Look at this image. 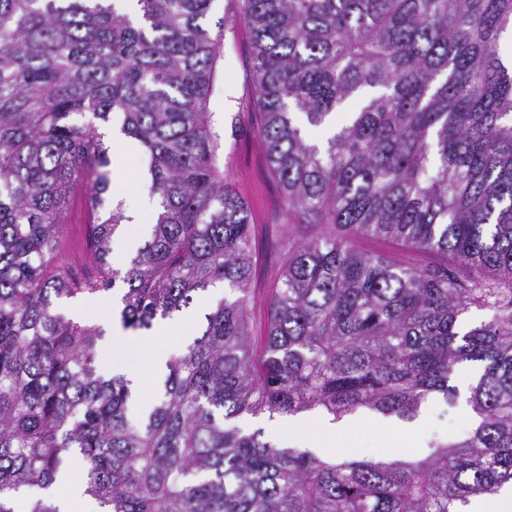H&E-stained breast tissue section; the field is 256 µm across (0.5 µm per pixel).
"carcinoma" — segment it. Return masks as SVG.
Returning <instances> with one entry per match:
<instances>
[{
    "label": "carcinoma",
    "instance_id": "carcinoma-1",
    "mask_svg": "<svg viewBox=\"0 0 512 512\" xmlns=\"http://www.w3.org/2000/svg\"><path fill=\"white\" fill-rule=\"evenodd\" d=\"M214 2L0 0V512H59L41 492L75 456L101 512H456L512 485V65L498 52L512 0H228L288 215L257 334L250 209L208 109ZM109 125L156 201L122 269ZM85 173L90 262H67L59 212ZM368 238L438 261L398 263ZM119 282L120 323L140 332L227 289L145 414L130 380L98 367L104 329L61 310ZM471 307L488 319L462 332ZM464 363L482 367L480 421L422 460L320 457L236 423L412 420L430 397L455 402Z\"/></svg>",
    "mask_w": 512,
    "mask_h": 512
}]
</instances>
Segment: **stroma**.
I'll return each mask as SVG.
<instances>
[{
    "label": "stroma",
    "instance_id": "stroma-1",
    "mask_svg": "<svg viewBox=\"0 0 512 512\" xmlns=\"http://www.w3.org/2000/svg\"><path fill=\"white\" fill-rule=\"evenodd\" d=\"M255 99L251 81V59L249 36L236 20H228L224 30L221 59L218 66V88L209 102V110L215 118L237 116L241 124H249V106ZM126 171L124 178L115 179L114 193L125 207L138 209L143 227L154 222L155 201L148 194L142 176L143 164L133 145H126ZM224 175L234 190L248 203L253 224V233L259 260L252 281L257 298L251 309L250 320L254 330H261L266 321L267 307L264 303L280 270V254L269 233L274 224H283L287 216L280 203L275 183L268 171L263 151L256 136L241 134L237 140L224 142ZM479 376V367L467 363L459 367L454 383L458 397L454 404L441 398H433L424 406V421L412 439L429 446L436 439L455 441L462 438L473 425L474 414L467 402L469 388ZM381 417L368 411L353 415L342 436L337 437L331 454L342 457L346 441L356 443L353 452L359 459L377 458L381 447H389L391 454L404 455L405 450L397 433L382 426Z\"/></svg>",
    "mask_w": 512,
    "mask_h": 512
}]
</instances>
